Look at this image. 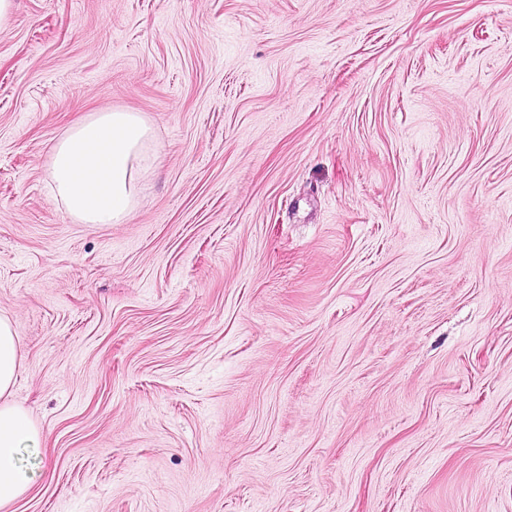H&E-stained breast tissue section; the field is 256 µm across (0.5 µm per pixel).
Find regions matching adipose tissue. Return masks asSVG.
Returning a JSON list of instances; mask_svg holds the SVG:
<instances>
[{
    "label": "adipose tissue",
    "instance_id": "ef3b65f1",
    "mask_svg": "<svg viewBox=\"0 0 512 512\" xmlns=\"http://www.w3.org/2000/svg\"><path fill=\"white\" fill-rule=\"evenodd\" d=\"M156 153L152 128L140 113H92L54 144L48 194L78 223H125L137 205L138 181L152 169ZM19 365V338L11 320L0 315V512L31 483L18 464L20 450L41 442L27 411L10 399Z\"/></svg>",
    "mask_w": 512,
    "mask_h": 512
}]
</instances>
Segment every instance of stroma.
Listing matches in <instances>:
<instances>
[{
  "label": "stroma",
  "instance_id": "obj_1",
  "mask_svg": "<svg viewBox=\"0 0 512 512\" xmlns=\"http://www.w3.org/2000/svg\"><path fill=\"white\" fill-rule=\"evenodd\" d=\"M158 146L123 224L50 151ZM8 512H512V0H14ZM156 153L152 128L139 112H93L54 144L48 195L80 224H123ZM20 365V344L13 323L0 315V508L29 488L31 477L18 464L21 448H37L39 429L26 410L9 400Z\"/></svg>",
  "mask_w": 512,
  "mask_h": 512
}]
</instances>
